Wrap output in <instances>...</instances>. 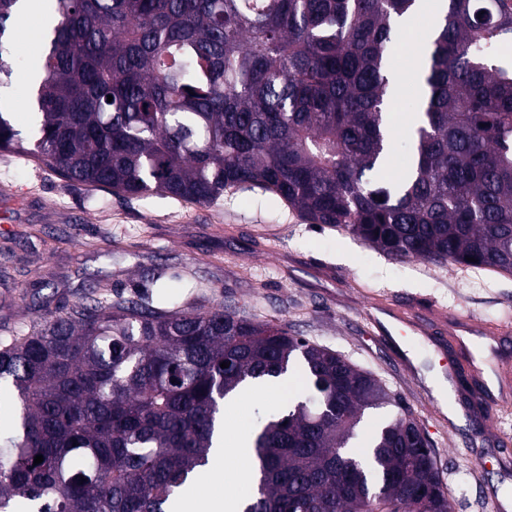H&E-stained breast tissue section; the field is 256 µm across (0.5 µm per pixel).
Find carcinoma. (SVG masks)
I'll use <instances>...</instances> for the list:
<instances>
[{"mask_svg":"<svg viewBox=\"0 0 512 512\" xmlns=\"http://www.w3.org/2000/svg\"><path fill=\"white\" fill-rule=\"evenodd\" d=\"M47 2L34 127L0 108L1 152L118 195L258 188L395 260L512 274V65L494 63L512 0H438L396 176L390 51L418 0ZM23 7L0 0V57ZM296 361L308 396L251 434L244 512H449L422 429L371 372L232 304L162 308L147 289L94 290L0 339V512H173L224 401Z\"/></svg>","mask_w":512,"mask_h":512,"instance_id":"obj_1","label":"carcinoma"}]
</instances>
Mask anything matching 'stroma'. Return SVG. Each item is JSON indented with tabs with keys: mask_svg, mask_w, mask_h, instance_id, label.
Masks as SVG:
<instances>
[{
	"mask_svg": "<svg viewBox=\"0 0 512 512\" xmlns=\"http://www.w3.org/2000/svg\"><path fill=\"white\" fill-rule=\"evenodd\" d=\"M0 336L71 306L90 289L133 296L154 277L157 300L204 291L246 314L288 325L372 372L411 407L431 442L450 512H493L512 501V414L491 422L501 390L487 372L512 361V334L476 356L441 321L426 332L379 337L370 320L381 294L424 297L487 324L512 319V277L458 264L398 262L341 228L311 224L260 190L232 189L211 205L154 195H116L70 184L34 160L0 152ZM444 347L458 364L445 374ZM235 420L253 431L266 412L287 409L292 393L241 394Z\"/></svg>",
	"mask_w": 512,
	"mask_h": 512,
	"instance_id": "stroma-1",
	"label": "stroma"
}]
</instances>
